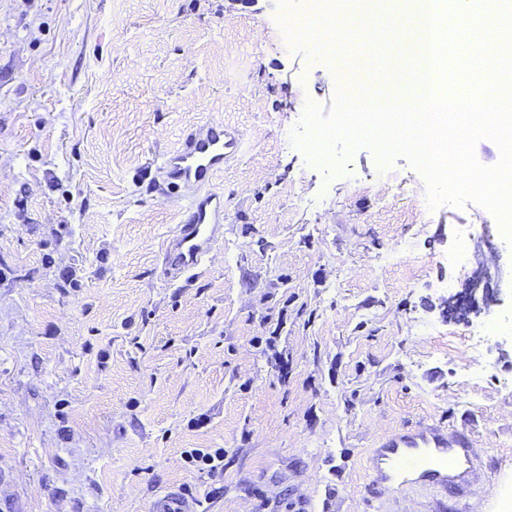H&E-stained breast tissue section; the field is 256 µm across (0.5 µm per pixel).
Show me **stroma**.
Listing matches in <instances>:
<instances>
[{
    "label": "stroma",
    "mask_w": 512,
    "mask_h": 512,
    "mask_svg": "<svg viewBox=\"0 0 512 512\" xmlns=\"http://www.w3.org/2000/svg\"><path fill=\"white\" fill-rule=\"evenodd\" d=\"M307 3L0 0V512H151L169 490L203 512H433L364 482L366 448L434 421L482 463L473 512H504L512 335L460 337L512 310V241L477 202L430 206L405 155L362 146L336 172L295 145L307 105L330 115L346 87L287 35ZM404 3L336 21L393 101L413 91ZM220 119L243 139L215 181L224 237L172 283L180 205L150 171ZM460 224L469 271L500 274L464 318L444 287ZM190 448L223 449V476Z\"/></svg>",
    "instance_id": "35a3bbf8"
}]
</instances>
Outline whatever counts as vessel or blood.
Returning <instances> with one entry per match:
<instances>
[{
	"label": "vessel or blood",
	"mask_w": 512,
	"mask_h": 512,
	"mask_svg": "<svg viewBox=\"0 0 512 512\" xmlns=\"http://www.w3.org/2000/svg\"><path fill=\"white\" fill-rule=\"evenodd\" d=\"M242 148L240 133L213 121L184 133L179 147L155 169L152 185L162 195L177 194L185 214L163 248V272L178 282L199 271L224 234V195L214 182ZM369 488L403 494L425 491L467 499L478 477V460L467 435L438 423L398 430L368 449ZM154 512H199L198 501L171 491Z\"/></svg>",
	"instance_id": "obj_1"
}]
</instances>
